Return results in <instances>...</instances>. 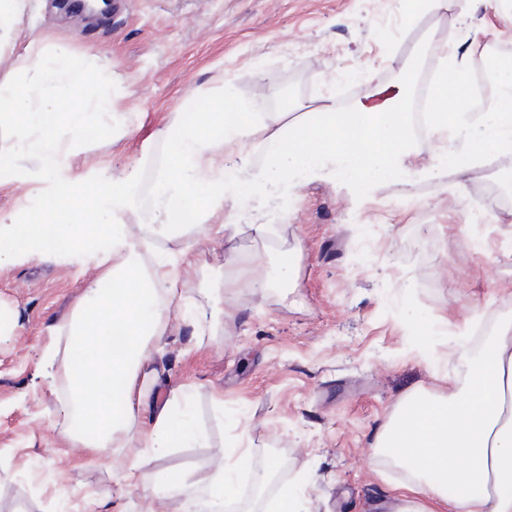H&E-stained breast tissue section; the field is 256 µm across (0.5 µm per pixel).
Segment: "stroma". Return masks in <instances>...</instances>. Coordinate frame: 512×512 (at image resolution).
Instances as JSON below:
<instances>
[{"label":"stroma","instance_id":"35a3bbf8","mask_svg":"<svg viewBox=\"0 0 512 512\" xmlns=\"http://www.w3.org/2000/svg\"><path fill=\"white\" fill-rule=\"evenodd\" d=\"M476 67L491 47L512 46V23L484 0L469 15L454 5L408 17L389 0H112L106 14H68L54 0H21L18 23L0 39V63L30 90L33 66L59 50L94 64L82 101L105 98L111 134L75 143L73 170L90 165L135 172L139 207L122 223L150 224L153 185L168 164L160 129L215 111L225 95L251 111L348 102L370 84L395 83L406 68L438 65L449 40ZM422 47L413 56V47ZM496 171L459 177L455 190L413 179L384 184L363 200L327 182L301 189L277 241L250 228L224 242L214 227L199 240L155 238L159 254L185 255L165 330L149 347L138 382L175 402L189 401L206 434L199 447L170 449L154 473L190 472L231 462L241 449L252 470L293 481L307 512H361L388 504L403 470L374 456L381 426L411 393L443 388L462 375L461 348L477 338L479 315L512 319V206L492 211L478 235L459 230L472 196ZM259 263L295 258L285 288L260 297L242 291L228 323L213 319L229 251ZM82 258L46 262L22 256L0 266V311L12 325L0 337V512H182V498L145 492L117 472L141 453L137 440L111 461L63 439V325L95 277ZM435 330L419 348L411 320Z\"/></svg>","mask_w":512,"mask_h":512}]
</instances>
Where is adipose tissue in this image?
<instances>
[{"label": "adipose tissue", "instance_id": "1", "mask_svg": "<svg viewBox=\"0 0 512 512\" xmlns=\"http://www.w3.org/2000/svg\"><path fill=\"white\" fill-rule=\"evenodd\" d=\"M89 80V72L71 66L63 52L39 67L34 99L17 88L12 72L0 71V107H7L17 131L13 152H0V176L41 192L37 210L0 215V265L34 254L47 261L87 257L100 268L64 329L69 353L81 356L65 364L70 426L64 436L108 457L124 447L136 410L150 406L152 425L139 434L146 452L131 460L123 474L127 480L168 449L202 439L179 406L150 399L137 385L147 347L173 308L179 277L177 260L154 255L155 237L181 240L192 250L197 240L185 218L202 224L223 210L227 216L219 231L225 241H233L256 214L264 221L252 230L265 238L285 220L282 205L314 181L340 185L362 199L384 182L439 180L450 171L465 175L489 154L512 156V113L495 104L471 112L470 70L452 55L433 84L424 121L430 134L455 141L425 164L416 161L408 127L411 73L393 86L369 87L347 107L325 100L289 123L282 113L253 112L228 96L220 111L163 130L170 164L153 188L151 232L137 234L115 219L117 211L138 204L131 176L94 168L73 174L68 149L55 132L60 122L79 137L111 129V113L86 112L74 104ZM260 127L266 134L259 138ZM23 156L38 158V167L20 168ZM293 270L286 254L267 270L229 254L216 316L234 319L239 289L263 294L287 287ZM372 448L407 474L395 512H512V322H503L482 350L466 359L463 378L449 379L447 390L407 396ZM247 465L243 454L232 468L163 474L150 491L174 497L191 489L198 497L196 512H226L236 499L237 471Z\"/></svg>", "mask_w": 512, "mask_h": 512}]
</instances>
